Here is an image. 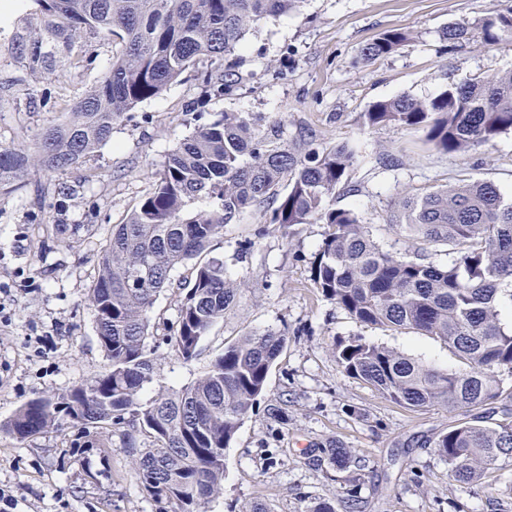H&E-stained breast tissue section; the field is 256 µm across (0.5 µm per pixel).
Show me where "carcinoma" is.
<instances>
[{
    "mask_svg": "<svg viewBox=\"0 0 512 512\" xmlns=\"http://www.w3.org/2000/svg\"><path fill=\"white\" fill-rule=\"evenodd\" d=\"M13 24L8 52L33 75L92 65L74 53L88 34L119 52L85 94L69 100L68 119L40 134L37 149L0 147V189L31 174L66 172L112 137L122 114L156 97L187 70L204 63L200 78L221 92L236 87L238 51L249 27L300 11L303 0H33ZM512 36V14L478 25L451 24L441 32L449 46ZM409 39L385 32L361 49L370 61L396 52ZM368 130L416 126L445 154L488 144L512 133V72L450 84L428 101L398 96L373 102L360 116ZM355 152L327 144L311 132L284 141L261 131L242 112H222L200 123L167 156L152 188L123 224L112 226L88 300L96 315L103 371L62 393L25 403L0 424L25 440L62 423L85 434L124 429L140 488L170 512H207L222 490L224 453L267 390L269 373L288 337L267 330L224 347L195 382L161 387L148 401L140 394L154 380L149 313L186 267V292L166 345L185 361L244 291L224 273V261L197 262L228 224L264 202L275 207L264 223L291 234L297 224L325 225L311 267L323 297L359 323L442 340L455 369L424 364L362 337L334 345L338 366L385 399L414 411L441 406L472 413L434 441L454 481L473 484L512 462V195L491 181H464L398 202L408 249L390 253L368 225L336 195L351 185ZM444 247L448 262L427 261ZM149 438L148 448L138 436ZM330 465L358 464L349 448H327ZM360 512L350 489L340 502L322 501L307 512Z\"/></svg>",
    "mask_w": 512,
    "mask_h": 512,
    "instance_id": "cac0c4a2",
    "label": "carcinoma"
}]
</instances>
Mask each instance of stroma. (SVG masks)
Instances as JSON below:
<instances>
[{"label": "stroma", "mask_w": 512, "mask_h": 512, "mask_svg": "<svg viewBox=\"0 0 512 512\" xmlns=\"http://www.w3.org/2000/svg\"><path fill=\"white\" fill-rule=\"evenodd\" d=\"M512 13V0H304L299 14L267 18L246 34L239 51L242 82L216 93L196 73L116 122L112 137L82 166L47 173L0 190V423L30 399L62 393L103 370L96 318L88 301L101 249L149 192L153 176L199 117L246 112L263 128L294 138L313 130L328 143L356 151L355 192L337 206L355 209L383 249L401 252L403 230L390 216L402 191L415 194L460 181L489 180L512 189V134L469 151L444 155L422 129L367 131L358 118L374 101L427 100L447 83L512 71V39L445 48L443 27ZM390 29L409 40L396 53L358 61L360 49ZM0 36V146L35 149L41 130L63 120L64 100L82 95L108 65L115 45L91 38L81 46L93 67L33 82ZM396 160L383 167L382 153ZM67 183L71 196L57 194ZM263 208L227 225L211 244L228 278L247 288L183 362L159 349L155 385L177 390L198 378L224 347L267 329L288 342L273 366L267 392L225 451L221 494L207 512H240L256 501L266 512H306L357 482L365 512H512V466L462 484L449 475L435 438L461 419L442 407L412 412L380 396L337 365L335 341L360 336L424 363L454 368L439 339L352 319L318 293L311 262L324 225L295 226L292 235L261 231ZM57 224L81 225L74 246L58 242ZM77 428L63 425L20 441L0 432V487L18 512H164L139 489L122 430L103 433L97 447L77 448ZM343 446L363 469L330 466L323 451Z\"/></svg>", "instance_id": "1"}]
</instances>
